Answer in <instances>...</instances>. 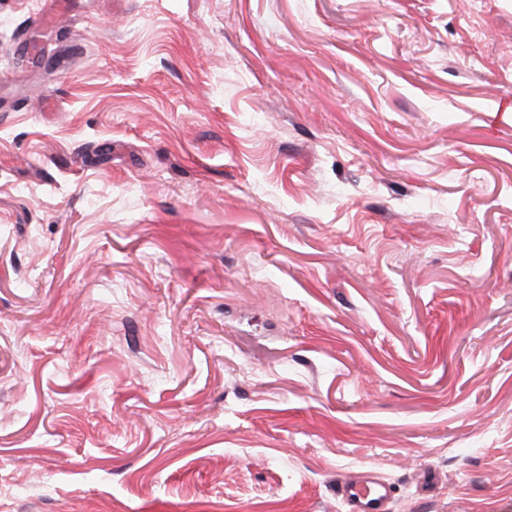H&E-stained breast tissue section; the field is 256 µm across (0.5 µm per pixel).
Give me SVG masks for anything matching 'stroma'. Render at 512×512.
<instances>
[{
  "label": "stroma",
  "instance_id": "obj_1",
  "mask_svg": "<svg viewBox=\"0 0 512 512\" xmlns=\"http://www.w3.org/2000/svg\"><path fill=\"white\" fill-rule=\"evenodd\" d=\"M352 472L512 512V0H0V512Z\"/></svg>",
  "mask_w": 512,
  "mask_h": 512
}]
</instances>
